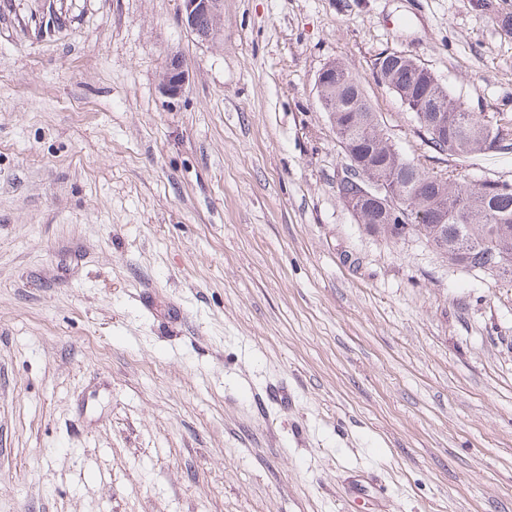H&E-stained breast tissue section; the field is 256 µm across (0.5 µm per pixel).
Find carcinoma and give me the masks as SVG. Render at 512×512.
<instances>
[{
	"label": "carcinoma",
	"mask_w": 512,
	"mask_h": 512,
	"mask_svg": "<svg viewBox=\"0 0 512 512\" xmlns=\"http://www.w3.org/2000/svg\"><path fill=\"white\" fill-rule=\"evenodd\" d=\"M380 70L396 93L414 102L428 98L448 112V137H428L431 151L468 158L491 149L480 114L467 110L446 88L426 85L423 73L412 62L385 58ZM336 132L347 135L351 149L343 157L365 158L367 180L383 178L393 183L395 197L407 212L406 233L424 238L452 265L512 284L511 183L509 190L487 199L479 185L430 172L403 157L382 134L359 83L341 65L336 73ZM362 218L366 229L397 237L395 227L375 208L363 210Z\"/></svg>",
	"instance_id": "1"
}]
</instances>
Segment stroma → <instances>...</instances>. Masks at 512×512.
Wrapping results in <instances>:
<instances>
[{"instance_id":"1","label":"stroma","mask_w":512,"mask_h":512,"mask_svg":"<svg viewBox=\"0 0 512 512\" xmlns=\"http://www.w3.org/2000/svg\"><path fill=\"white\" fill-rule=\"evenodd\" d=\"M181 10L0 0V512H512V285L358 222L316 88L512 183V0ZM387 51L503 149L429 151ZM182 23L201 40H212L217 32V20L222 0H182ZM203 19L207 20L204 26ZM188 77V70L182 59L172 57L161 74L160 88L163 94L170 97L181 94Z\"/></svg>"}]
</instances>
